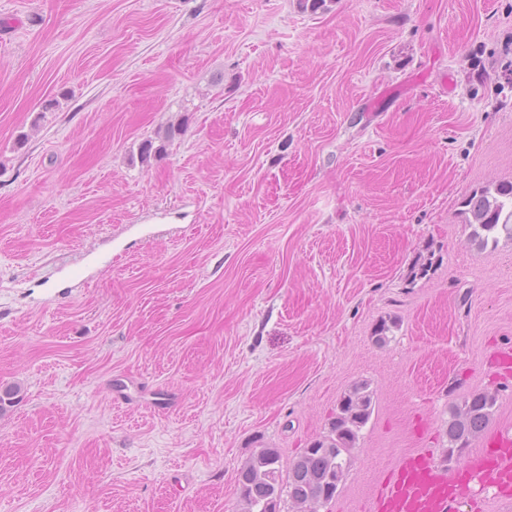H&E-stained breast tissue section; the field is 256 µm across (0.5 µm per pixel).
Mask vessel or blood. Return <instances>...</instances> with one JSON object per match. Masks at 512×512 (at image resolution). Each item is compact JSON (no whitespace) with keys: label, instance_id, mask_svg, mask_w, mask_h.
Returning a JSON list of instances; mask_svg holds the SVG:
<instances>
[{"label":"vessel or blood","instance_id":"1","mask_svg":"<svg viewBox=\"0 0 512 512\" xmlns=\"http://www.w3.org/2000/svg\"><path fill=\"white\" fill-rule=\"evenodd\" d=\"M477 482L495 487L500 497L512 496V451H478L451 471L427 452L409 451L388 473L366 512H453L456 503L472 499Z\"/></svg>","mask_w":512,"mask_h":512}]
</instances>
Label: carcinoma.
Returning a JSON list of instances; mask_svg holds the SVG:
<instances>
[{
  "label": "carcinoma",
  "instance_id": "1",
  "mask_svg": "<svg viewBox=\"0 0 512 512\" xmlns=\"http://www.w3.org/2000/svg\"><path fill=\"white\" fill-rule=\"evenodd\" d=\"M465 206L473 221L470 237L480 246L497 245L499 236L512 239V183H501L472 195ZM374 392L364 381L354 383L340 398L326 431L310 441L288 465L280 466L275 448L263 446L237 469L236 494L242 512H305L306 505L324 506L336 498L349 468L350 452L373 413ZM498 391L472 393L448 406V445L443 462L460 457L497 410Z\"/></svg>",
  "mask_w": 512,
  "mask_h": 512
}]
</instances>
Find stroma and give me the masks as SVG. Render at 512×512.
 I'll return each instance as SVG.
<instances>
[{
  "label": "stroma",
  "mask_w": 512,
  "mask_h": 512,
  "mask_svg": "<svg viewBox=\"0 0 512 512\" xmlns=\"http://www.w3.org/2000/svg\"><path fill=\"white\" fill-rule=\"evenodd\" d=\"M510 48L512 0H0V512H240L359 381L319 512L470 393L512 439V240L463 205L512 182Z\"/></svg>",
  "instance_id": "1"
}]
</instances>
